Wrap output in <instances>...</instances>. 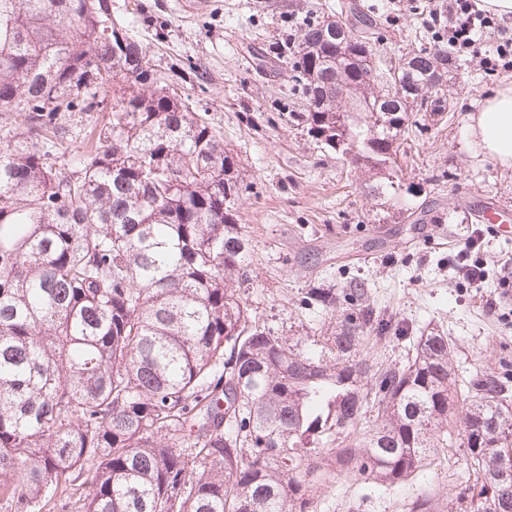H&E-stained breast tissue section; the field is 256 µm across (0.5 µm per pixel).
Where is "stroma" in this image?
<instances>
[{
  "mask_svg": "<svg viewBox=\"0 0 512 512\" xmlns=\"http://www.w3.org/2000/svg\"><path fill=\"white\" fill-rule=\"evenodd\" d=\"M323 0H112V17L145 46L159 72L201 115L237 158L244 176L235 213L250 243L248 279L239 290L261 324L280 336L320 340L336 318L307 306L309 288H363L371 306L406 335L369 339L374 369L400 366L413 338L436 328L453 347L460 372L512 369V168L475 154L467 116L504 78L486 75L479 56L447 86L451 112L410 129L397 154L408 190L396 206L371 191L384 175L357 167L286 121L300 109L291 60L272 46L316 19ZM380 16L379 49L433 45L424 25L439 0H358ZM109 119L75 112L70 136L47 160L69 171ZM495 203L502 233L474 216V204ZM482 235L485 288L460 277L463 248ZM465 485L461 451L441 453L422 476L384 491L331 476L315 512H401L403 500L426 489L455 499Z\"/></svg>",
  "mask_w": 512,
  "mask_h": 512,
  "instance_id": "obj_1",
  "label": "stroma"
}]
</instances>
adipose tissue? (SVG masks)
Segmentation results:
<instances>
[{"mask_svg": "<svg viewBox=\"0 0 512 512\" xmlns=\"http://www.w3.org/2000/svg\"><path fill=\"white\" fill-rule=\"evenodd\" d=\"M468 134L475 152L512 168V86L498 91L469 117Z\"/></svg>", "mask_w": 512, "mask_h": 512, "instance_id": "1", "label": "adipose tissue"}]
</instances>
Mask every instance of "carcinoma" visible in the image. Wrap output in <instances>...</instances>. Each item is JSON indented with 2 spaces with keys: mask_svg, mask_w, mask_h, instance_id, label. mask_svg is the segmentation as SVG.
I'll return each mask as SVG.
<instances>
[{
  "mask_svg": "<svg viewBox=\"0 0 512 512\" xmlns=\"http://www.w3.org/2000/svg\"><path fill=\"white\" fill-rule=\"evenodd\" d=\"M277 46L294 56L317 142L387 171L401 136L451 111L434 76L461 60L439 45L392 59L377 19L342 0ZM358 101L336 110L325 94ZM0 109L25 132L0 143V509L42 512H311L331 472L386 489L461 448L467 484L423 492L405 512H512V373L458 379L432 329L407 364L368 381L370 305L311 349L259 323L237 288L249 240L234 202L243 177L213 129L169 91L112 0H0ZM111 112L95 149L63 174L47 162L64 113ZM306 305L336 311V289Z\"/></svg>",
  "mask_w": 512,
  "mask_h": 512,
  "instance_id": "carcinoma-1",
  "label": "carcinoma"
}]
</instances>
